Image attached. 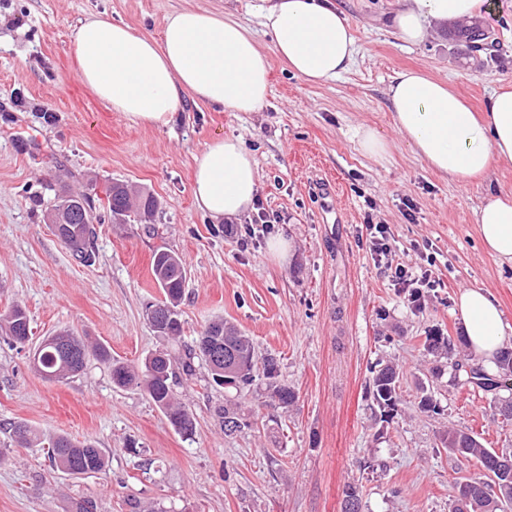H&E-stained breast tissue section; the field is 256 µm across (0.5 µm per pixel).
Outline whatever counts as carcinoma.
<instances>
[{"mask_svg": "<svg viewBox=\"0 0 512 512\" xmlns=\"http://www.w3.org/2000/svg\"><path fill=\"white\" fill-rule=\"evenodd\" d=\"M84 201L88 211L95 210L94 199L86 194L61 191L53 205L45 210L43 221L57 217L59 223L53 230L60 241L80 244L73 259L83 265L94 262L93 225L83 219H75L67 209L71 203ZM156 198L147 192L136 190L126 183L113 182L106 189V201L101 204L99 220L113 224H151L154 221ZM152 274L162 291V299L156 305L172 309L171 316L159 323H151L153 331L172 344V348L159 351V356H147L137 367L112 358L101 344L68 331L44 338L34 348L33 367L49 380L63 381L81 375L90 357L95 356L108 364L112 384L120 389L136 387L144 391L163 413L171 427L190 439L196 432L193 411L179 401L173 391L171 378L180 370L193 376L195 362H201L208 377L217 386L235 390L236 398L224 399L219 416L224 434L230 436L249 426L248 417L254 409L240 401L244 393L255 383L265 386L268 404L282 409L292 407L297 394L279 380L277 359L268 356L258 362L251 337L235 325L223 319L208 323L195 345L182 346L184 332L181 303L187 281V271L182 258L174 251L160 248L151 262ZM0 330L9 336L13 344L23 349L32 337L30 319L19 305H13L0 314ZM467 345L464 337L453 340L439 333L426 337L424 350L435 357L446 358L455 350V344ZM226 355V359L209 362L207 349ZM449 384L463 389L480 388L491 391L499 387V381L512 380V349L505 348L497 357V376L485 373L481 368L469 365L466 356L454 358L449 365ZM369 395L377 408L380 420L391 421L398 414L400 402V367L394 363L379 364L369 382ZM418 408L424 413L440 410L437 399L420 387ZM11 438L21 448H48L52 465L70 476L90 477L104 470L107 465L105 452L92 441H74L67 436L43 437L24 421L11 424ZM441 448L474 463L478 472L458 478L455 482L456 499L450 512H505L512 504V451L498 452L488 448L480 438L468 430L450 428L440 437ZM342 512H361V498L357 486L349 484L344 490Z\"/></svg>", "mask_w": 512, "mask_h": 512, "instance_id": "obj_1", "label": "carcinoma"}]
</instances>
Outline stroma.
I'll use <instances>...</instances> for the list:
<instances>
[{"label":"stroma","mask_w":512,"mask_h":512,"mask_svg":"<svg viewBox=\"0 0 512 512\" xmlns=\"http://www.w3.org/2000/svg\"><path fill=\"white\" fill-rule=\"evenodd\" d=\"M335 2L357 43L342 76L309 84L276 61L259 111L189 104L154 126L112 111L79 79L71 51L79 21L104 14L157 38L175 10L227 11L266 49L264 0H0V312L21 305L34 338L71 330L140 364L167 346L145 317L161 296L151 260L164 247L188 270L183 344L224 318L252 337L257 357H276L281 382L297 393L290 409L261 406L249 427L228 436L216 415L223 389L202 369L177 376L175 392L196 418L187 440L143 391L116 388L103 363L90 360L70 382H52L0 335V512H69L83 497L98 512H341L350 483L365 512H448L455 477L476 467L441 451V434L454 426L488 447L512 448L498 392L455 389L443 376L432 379L440 413L420 412L416 400L435 364L426 336L463 333L453 315L460 288L489 291L512 335V264L485 251L474 216L485 195L512 194V167L466 184L441 178L401 142L386 96L408 68L448 81L477 108L512 86V0H484L481 17L496 41L467 57L444 24L420 44L403 43L391 28L398 0ZM366 125L390 139L387 162L362 152L357 132ZM228 135L254 154L256 202L277 218L245 245L239 233L251 215L213 219L191 190L195 156ZM116 181L157 198L159 233L95 222V262L77 264L42 211L60 186L99 197ZM368 220L389 226L393 263L427 268L436 280L419 304L362 242ZM278 235L290 245L281 262L268 251ZM379 360L404 372L399 411L381 443L369 397V368ZM16 421L95 442L109 459L105 471H53L44 451L14 447ZM370 450L382 465L361 470Z\"/></svg>","instance_id":"35a3bbf8"}]
</instances>
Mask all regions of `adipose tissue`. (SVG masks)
<instances>
[{
	"instance_id": "1",
	"label": "adipose tissue",
	"mask_w": 512,
	"mask_h": 512,
	"mask_svg": "<svg viewBox=\"0 0 512 512\" xmlns=\"http://www.w3.org/2000/svg\"><path fill=\"white\" fill-rule=\"evenodd\" d=\"M480 5L481 0H400L393 27L401 40L417 44L432 24L476 17ZM259 18L271 38L266 50L228 13L178 10L157 39L112 18L92 17L73 35L78 76L113 111L157 126L168 124L190 101L258 111L270 91L272 59L308 83L336 79L354 59L351 26L331 0H270ZM388 99L401 141L444 177L464 182L494 164L512 163V89L494 91L476 112L445 82L406 70L394 77ZM258 189L257 163L241 139H213L196 156L193 195L212 218L246 212ZM476 222L485 250L512 263V195L488 194ZM454 312L472 351L495 369L498 352L512 338L493 297L481 288L461 289Z\"/></svg>"
}]
</instances>
